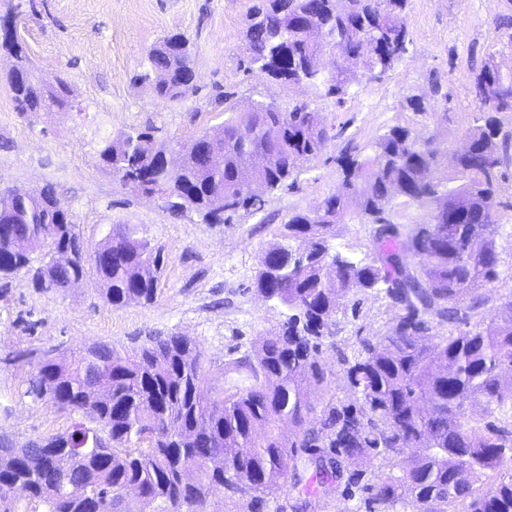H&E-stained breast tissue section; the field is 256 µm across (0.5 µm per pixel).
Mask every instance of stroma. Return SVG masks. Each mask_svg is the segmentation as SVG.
Wrapping results in <instances>:
<instances>
[{"label": "stroma", "instance_id": "obj_1", "mask_svg": "<svg viewBox=\"0 0 512 512\" xmlns=\"http://www.w3.org/2000/svg\"><path fill=\"white\" fill-rule=\"evenodd\" d=\"M250 0H0V26H9L48 80L61 75L73 92L62 112L26 116L15 110L7 75L13 59L0 48V194L51 186L88 248L108 233L134 229L163 249L157 295L143 305L106 301L95 270L79 288L46 293L23 275L0 278V434L14 446L64 432L69 415L28 395L35 354L71 356L92 344L132 348L152 336L189 338L206 361L223 365L233 349H254L285 320L283 307L253 287L262 253L291 213L341 189L337 158L347 141L363 146L394 125L433 139L438 172L451 174L452 150L478 112L471 75L488 56L512 62V44L497 28L512 0H408L404 17L412 42L380 80L356 69L350 96L337 104L324 88L285 86L265 72L245 69L243 20ZM188 42L193 90L164 102L136 83L148 52L170 35ZM422 98L420 117L406 103ZM287 111L306 103L324 117L331 135L293 189L262 194L257 211H239L221 224L192 212L171 213L161 196L123 187L98 160L105 139L150 130L155 140L188 139L223 125L254 102ZM496 198L500 278L481 292L490 314L512 297V165L498 179ZM337 249L361 259L372 248L371 227L358 211L337 225ZM397 314L385 299L342 301L322 362L337 399L351 400L337 352L355 356L364 338L383 335Z\"/></svg>", "mask_w": 512, "mask_h": 512}]
</instances>
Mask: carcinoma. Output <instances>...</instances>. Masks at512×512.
Masks as SVG:
<instances>
[{"label":"carcinoma","instance_id":"carcinoma-1","mask_svg":"<svg viewBox=\"0 0 512 512\" xmlns=\"http://www.w3.org/2000/svg\"><path fill=\"white\" fill-rule=\"evenodd\" d=\"M252 0L245 17L249 63L288 84L321 85L341 104L350 79L317 68L319 54L355 52L362 40L409 45L407 0ZM16 61L11 91L16 111L59 112L73 91L57 78L46 85L23 46L4 32ZM288 46V56L280 48ZM402 55L373 56L364 70L384 77ZM490 56L473 74L471 93L491 89L482 114L467 129L470 146L455 153V169L436 176L437 151L408 127L394 126L361 155L357 146L337 158L342 189L290 216L264 254L253 287L288 310L281 330L216 368L179 335L155 336L131 350L92 344L68 360L39 357L28 394L47 399L95 426L75 421L63 433L15 448L0 440V512H19L12 487L26 485L24 512H208L209 497L260 512L276 489L298 497L275 512H298L311 497L338 491L344 471L359 460L341 496L368 512H512V428L489 423L478 433L466 407L512 419V299L487 319L477 289L499 278L495 185L512 160V129L497 117L512 112V68ZM137 79L162 100L193 89L189 49L181 36L153 48ZM146 132L104 143L100 164L120 182L155 170L167 149H141ZM329 131L317 112L298 104L284 112L257 102L217 130L182 143L180 171L160 179L156 193L170 210L191 211L207 224L224 223L257 205L256 184L291 187L303 165L322 152ZM7 223H0V275L24 273L35 287L66 291L86 271L87 249L71 215L51 188L14 189ZM224 199V210L211 209ZM431 207L429 221L410 235L389 215L397 199ZM373 225L372 256L353 261L329 245L351 205ZM92 265L113 305L148 303L157 293L161 249L126 229L98 245ZM375 291L398 307L386 334L364 341L338 363L353 391L348 404L328 394L321 344L332 335L340 301ZM448 334H429L430 323ZM237 374L249 384L198 387ZM322 394L311 420L307 390ZM292 428L285 440L281 425Z\"/></svg>","mask_w":512,"mask_h":512}]
</instances>
